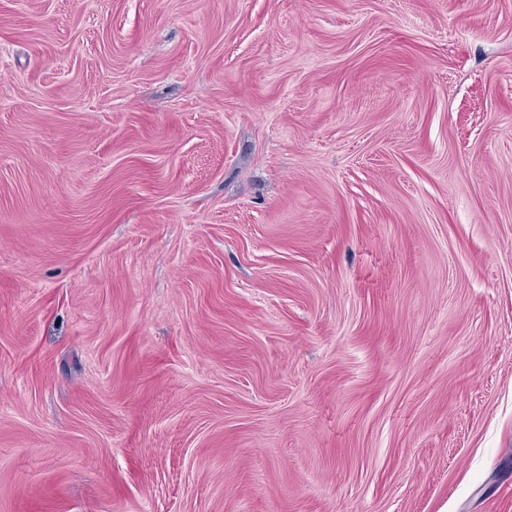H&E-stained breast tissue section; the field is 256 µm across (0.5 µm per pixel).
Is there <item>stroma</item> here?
Segmentation results:
<instances>
[{
    "instance_id": "35a3bbf8",
    "label": "stroma",
    "mask_w": 512,
    "mask_h": 512,
    "mask_svg": "<svg viewBox=\"0 0 512 512\" xmlns=\"http://www.w3.org/2000/svg\"><path fill=\"white\" fill-rule=\"evenodd\" d=\"M512 0H0V512H512Z\"/></svg>"
}]
</instances>
